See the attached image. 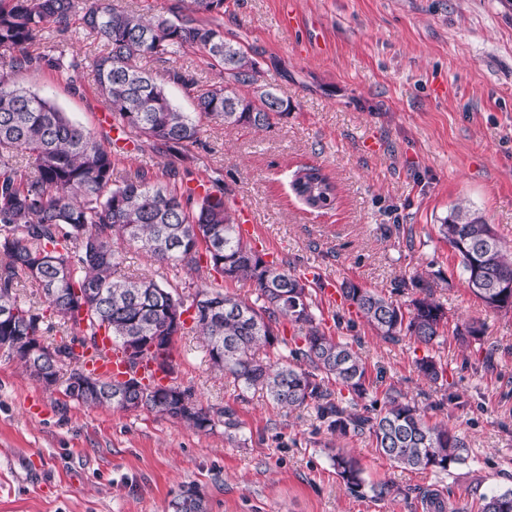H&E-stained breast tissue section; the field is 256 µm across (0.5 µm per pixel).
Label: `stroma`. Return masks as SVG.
I'll list each match as a JSON object with an SVG mask.
<instances>
[{"label":"stroma","mask_w":512,"mask_h":512,"mask_svg":"<svg viewBox=\"0 0 512 512\" xmlns=\"http://www.w3.org/2000/svg\"><path fill=\"white\" fill-rule=\"evenodd\" d=\"M285 14L295 19L288 29ZM224 36L261 54L263 80L287 99L288 115L264 131L205 126L207 147L189 167L198 178L223 172L227 205L251 210L278 266L443 307L446 331L426 346L384 340L343 301L314 298L326 326L337 313L353 322L340 335L370 380L356 411L396 390L428 423L456 431L467 459L447 472L396 467L369 435L336 438L313 408L286 412L264 391L242 390L211 368L188 330L173 345L175 381L194 401L233 408L236 436L144 408L84 406L0 352V512H172L190 486L206 512H429L423 494L432 490L477 512L484 496L512 487V310H491L469 290L438 225L465 202L512 250V0H225ZM16 81L111 148L91 68L76 95L51 69ZM305 166L335 182L334 209L310 211L293 194L292 175ZM122 252L127 273L178 287L198 281L160 269L136 246ZM472 321L484 333L460 345L455 329ZM426 355L443 380L418 372ZM339 448L396 494L351 495L332 465Z\"/></svg>","instance_id":"obj_1"}]
</instances>
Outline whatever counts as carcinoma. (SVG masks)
<instances>
[{"instance_id": "cac0c4a2", "label": "carcinoma", "mask_w": 512, "mask_h": 512, "mask_svg": "<svg viewBox=\"0 0 512 512\" xmlns=\"http://www.w3.org/2000/svg\"><path fill=\"white\" fill-rule=\"evenodd\" d=\"M223 17L224 0H190L188 7L175 3L167 13L153 15L112 0H0V311H13L7 320L0 317V346L15 336L43 340L58 325L79 333L83 348H98L102 334L121 348L130 337L161 336L141 361L172 375L169 337L182 335L187 321L172 329L168 320L172 313L191 311L192 330L203 337L211 366L243 389L266 391L282 409L311 404L330 433H367L378 452L403 469L448 472L466 461L465 442L448 426L429 424L400 394L387 393L376 413L343 405L346 394H366L367 368L351 343L322 326L312 294L322 283L275 266L240 238L221 175L209 177L201 192L184 180L189 170L182 164L205 146V125L219 121L266 130L273 119L288 115V101L260 83L259 54L224 39ZM75 23L86 38L102 43L103 53L80 59L67 57L58 46L46 53L30 50L46 32L66 41ZM190 52L201 53L206 65L224 76V85H204L187 68H169V80L193 96L194 111L184 112L140 61L168 63ZM86 66L112 113V128L168 157L166 181L156 180L145 167L119 168L128 151L105 149L49 98L13 80L19 73L51 68L77 93L74 73ZM242 86L254 88L253 96L240 95ZM290 186L311 209L330 208L336 200L335 185L316 167L296 170ZM438 232L460 258L471 292L490 309H511L512 254L494 227L457 204ZM124 242L176 273L206 275L188 295L146 275L126 276L119 247ZM214 273L252 282L255 300L211 287ZM26 281L41 290L46 308L19 299L17 290ZM88 288L87 313L67 319L64 308ZM339 292L386 340L409 335L428 346L448 324L443 307L428 296L403 305L351 281L342 282ZM285 320L297 328L289 341L280 337ZM53 351V360L21 352L16 359L40 382L59 375L67 363H80L72 344ZM417 368L434 382L443 377L430 357L419 359ZM110 383L109 393L69 384L64 393L87 406L147 408L201 433L222 424L231 437L241 427L233 409L198 404L174 383L152 387L139 379L133 390L124 381ZM331 460L351 494L382 499L395 492L386 482L366 481L358 463L342 452ZM171 507L173 512H205L194 488L182 491ZM480 512H512V489L484 497Z\"/></svg>"}]
</instances>
